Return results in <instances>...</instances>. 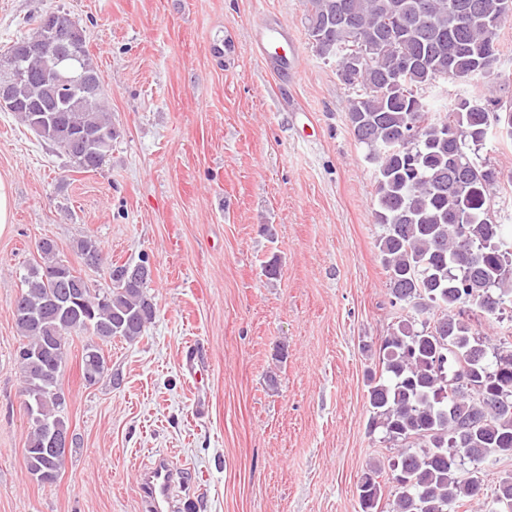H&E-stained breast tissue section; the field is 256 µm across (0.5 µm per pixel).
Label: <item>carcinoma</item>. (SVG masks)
<instances>
[{
	"label": "carcinoma",
	"mask_w": 512,
	"mask_h": 512,
	"mask_svg": "<svg viewBox=\"0 0 512 512\" xmlns=\"http://www.w3.org/2000/svg\"><path fill=\"white\" fill-rule=\"evenodd\" d=\"M512 16V0H308L307 35L316 55L343 60L347 51L373 49L374 67L345 84L355 90L347 112L356 141L377 164L374 217L384 227L377 243L389 290L413 315L399 322L379 348L380 373L369 375L367 403L372 423L401 440L389 464L397 495L391 512H458L473 500H490V512H512V474L487 489L485 465L512 456V347L488 353L464 306L493 314L512 302V242L490 215V191L500 170L478 163L468 152L488 136L512 140V103L486 101L481 112L465 108L460 96L448 119L432 121L417 111L416 97L435 79L457 83L486 80L481 63L502 56L498 31ZM54 55L72 78L59 94L40 78L45 60L18 57L28 73L16 83L21 122L33 128L37 114L51 116L37 135L81 170L98 169L112 151V116L86 41L60 40ZM411 64L408 94L392 101L381 87ZM418 132L401 138L410 125ZM40 262L30 266L13 302L21 342L16 350L30 418L28 472L52 483L63 465L48 434H65L66 399L60 378L66 339L91 336L81 372L93 385L108 372L103 345L114 337L134 341L156 314L148 281L130 274L131 264L108 261L100 244L85 237L77 252L90 269L106 268L111 288L99 292L57 256L47 238L37 246ZM441 315L432 327L416 317ZM470 475L457 476L463 459ZM381 469L372 464L357 494L362 512H378Z\"/></svg>",
	"instance_id": "carcinoma-1"
}]
</instances>
